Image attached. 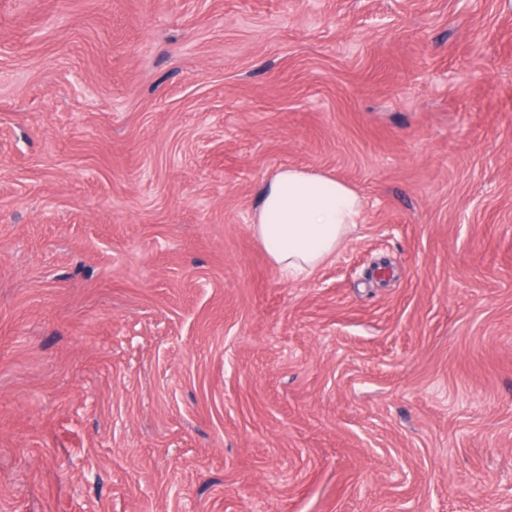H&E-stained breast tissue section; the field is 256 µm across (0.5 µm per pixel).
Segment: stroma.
<instances>
[{
	"label": "stroma",
	"instance_id": "stroma-1",
	"mask_svg": "<svg viewBox=\"0 0 512 512\" xmlns=\"http://www.w3.org/2000/svg\"><path fill=\"white\" fill-rule=\"evenodd\" d=\"M0 512H512V11L0 0ZM362 210L359 194L348 183L284 166L262 187L253 229L280 271L309 273L336 253L360 223Z\"/></svg>",
	"mask_w": 512,
	"mask_h": 512
}]
</instances>
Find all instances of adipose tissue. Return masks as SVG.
<instances>
[{
    "instance_id": "1",
    "label": "adipose tissue",
    "mask_w": 512,
    "mask_h": 512,
    "mask_svg": "<svg viewBox=\"0 0 512 512\" xmlns=\"http://www.w3.org/2000/svg\"><path fill=\"white\" fill-rule=\"evenodd\" d=\"M362 210L359 194L348 183L284 166L261 190L253 229L280 271L309 273L335 254L359 224Z\"/></svg>"
}]
</instances>
